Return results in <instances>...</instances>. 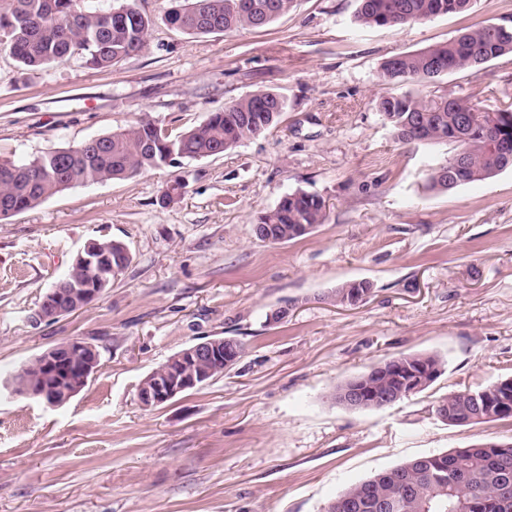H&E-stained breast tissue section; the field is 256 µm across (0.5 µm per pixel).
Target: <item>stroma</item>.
<instances>
[{"mask_svg":"<svg viewBox=\"0 0 512 512\" xmlns=\"http://www.w3.org/2000/svg\"><path fill=\"white\" fill-rule=\"evenodd\" d=\"M147 47L109 69L79 59L26 69L0 47V161H25L128 128L172 132L257 91L279 122L219 157L67 189L0 221V512H322L376 470L431 452L512 440V419L450 426L435 400L512 376V169L448 192L425 187L445 143L397 139L378 109L393 57L460 31L512 22V0L401 27L362 26L358 0H295L263 28L189 34L168 0H136ZM512 102V56L419 86ZM185 185L162 204L166 184ZM302 190L326 202L309 234L272 244L259 216ZM130 265L92 305L31 316L96 239ZM372 286L363 302L336 288ZM245 351L224 375L154 409L141 380L206 337ZM79 337L100 365L66 404L6 383L46 348ZM445 361L427 390L373 411L336 383L402 354Z\"/></svg>","mask_w":512,"mask_h":512,"instance_id":"1","label":"stroma"}]
</instances>
